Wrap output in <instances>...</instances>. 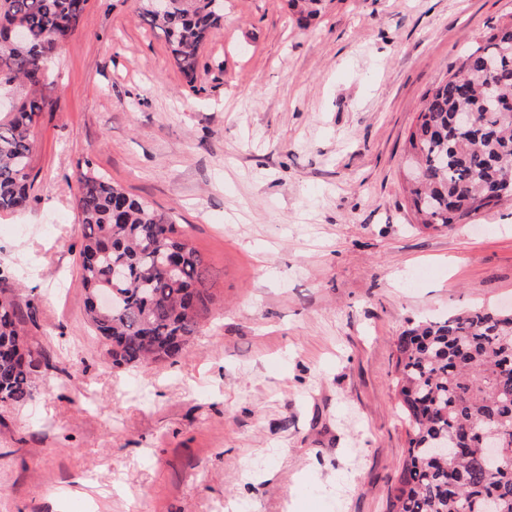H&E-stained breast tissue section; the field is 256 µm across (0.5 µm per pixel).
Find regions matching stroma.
<instances>
[{
	"mask_svg": "<svg viewBox=\"0 0 512 512\" xmlns=\"http://www.w3.org/2000/svg\"><path fill=\"white\" fill-rule=\"evenodd\" d=\"M512 0H224L187 82L138 0H88L34 126L0 270L52 362L0 406V512H392L396 339L512 305V204L423 229L405 139ZM91 167L172 213L212 272L177 363L113 368L83 310Z\"/></svg>",
	"mask_w": 512,
	"mask_h": 512,
	"instance_id": "1",
	"label": "stroma"
}]
</instances>
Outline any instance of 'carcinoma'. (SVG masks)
I'll return each mask as SVG.
<instances>
[{"label":"carcinoma","mask_w":512,"mask_h":512,"mask_svg":"<svg viewBox=\"0 0 512 512\" xmlns=\"http://www.w3.org/2000/svg\"><path fill=\"white\" fill-rule=\"evenodd\" d=\"M85 0H0V32L16 26L20 43H0V213L26 207L34 187L31 126L55 101L44 93L50 64L71 37ZM143 22L160 32L184 77H197L199 53L224 18V0H170L164 10L141 0ZM500 65L491 88L487 63ZM470 112L462 129L456 114ZM406 193L426 228L458 224L512 202V21L474 41L458 70L427 93L406 138ZM75 206L82 227L79 271L87 322L105 340L114 367L175 363L187 351L212 302L211 274L199 253L158 211L107 177L79 173ZM125 277L112 279V266ZM109 290L115 306L100 310ZM16 296L0 291V405L32 399L49 360L24 330ZM396 387L409 448L391 489L396 512H512V462L487 459L482 437L512 452V311L480 308L421 322L398 337ZM445 442L455 460L430 448Z\"/></svg>","instance_id":"obj_1"}]
</instances>
